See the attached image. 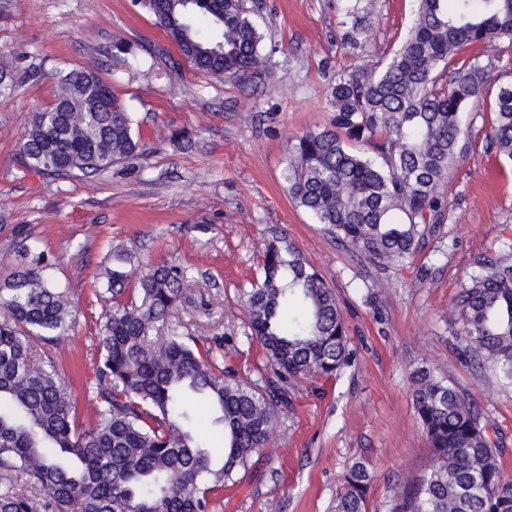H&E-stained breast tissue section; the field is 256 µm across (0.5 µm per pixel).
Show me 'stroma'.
Listing matches in <instances>:
<instances>
[{"label": "stroma", "mask_w": 512, "mask_h": 512, "mask_svg": "<svg viewBox=\"0 0 512 512\" xmlns=\"http://www.w3.org/2000/svg\"><path fill=\"white\" fill-rule=\"evenodd\" d=\"M368 40L344 39L339 0H262L275 75L258 88L218 81L187 63L135 0H0V63L15 89L0 97V279L21 248L41 251L66 290L76 323L52 351L83 396L99 356L112 297L105 269L135 287L149 265L188 266L210 296V316L184 315L197 334H243L240 288L258 273L277 226L333 288L353 362L340 375L302 381L294 411L279 415L251 469L225 487L212 512H330L340 477L357 459L375 471L372 500L426 474L432 459L412 403L410 373L436 366L498 427L512 476V391L488 390L462 363L450 333L452 299L475 261L512 243V164L487 146L489 114L467 110L464 157L445 186L448 215L404 266L381 270L295 206L283 178L287 147L328 127L326 92L337 77L383 59L410 22L412 0H348ZM127 47L124 63L112 46ZM495 86L512 79V42L472 49ZM92 68L139 127L145 152L91 177L48 178L24 167L19 146L32 112L53 101L61 70ZM122 251L134 263H117ZM375 301H368L370 286Z\"/></svg>", "instance_id": "1"}]
</instances>
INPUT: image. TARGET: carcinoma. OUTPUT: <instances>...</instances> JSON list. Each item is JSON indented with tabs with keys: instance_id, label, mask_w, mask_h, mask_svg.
<instances>
[{
	"instance_id": "1",
	"label": "carcinoma",
	"mask_w": 512,
	"mask_h": 512,
	"mask_svg": "<svg viewBox=\"0 0 512 512\" xmlns=\"http://www.w3.org/2000/svg\"><path fill=\"white\" fill-rule=\"evenodd\" d=\"M406 35L386 62L341 76L330 88V127L288 146L286 181L295 205L375 265L402 266L437 224L444 187L460 163L473 106L491 115L488 146L512 162V80L486 86L467 56L512 40V0H414ZM196 71L240 86L272 75L261 0H138ZM346 38L361 44L355 10ZM112 99V111L101 102ZM140 132L97 72L58 77L54 101L32 113L20 152L45 176L90 175L137 159ZM0 281V512H210L224 484L249 469L298 382L351 366L353 350L335 294L301 251L273 230L259 277L242 289L248 340L268 371L254 381L226 360L237 336H202L172 317L207 311L187 271L163 261L138 287L106 270L112 295L100 357L85 380L89 422L46 351L75 322L44 254ZM461 284L452 305L458 357L490 370L488 386L512 388V243ZM415 412L433 456L430 471L369 505L373 472L361 461L343 475L334 512H512L497 427L480 406L439 378L411 373ZM223 454L205 446L207 426Z\"/></svg>"
}]
</instances>
